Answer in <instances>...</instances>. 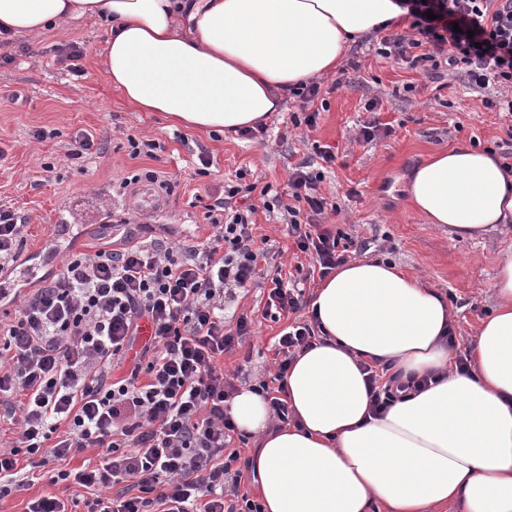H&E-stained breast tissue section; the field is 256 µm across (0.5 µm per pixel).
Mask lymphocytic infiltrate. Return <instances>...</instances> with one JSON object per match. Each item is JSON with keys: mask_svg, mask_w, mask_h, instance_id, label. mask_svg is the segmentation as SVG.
Here are the masks:
<instances>
[{"mask_svg": "<svg viewBox=\"0 0 512 512\" xmlns=\"http://www.w3.org/2000/svg\"><path fill=\"white\" fill-rule=\"evenodd\" d=\"M411 32L385 36L379 55L464 76L473 90L512 91V0H404ZM322 170L295 167L281 216L320 277L347 260L345 233L328 228L315 198ZM256 184L231 187L206 205L207 247L144 244L121 220L122 246L64 262L28 291L0 290L15 318L0 322V416L18 437L0 445V497L24 485L18 455L31 467L101 449L104 462L58 470L51 485L95 489L86 512H264L239 493L242 473L228 445L236 428L227 403L234 376L218 361L250 333L239 316L224 323V298L262 276L254 250ZM311 215H304V208ZM25 220L0 204V270L21 257ZM318 321L298 322L278 339V372L321 337ZM129 362L127 376L113 369Z\"/></svg>", "mask_w": 512, "mask_h": 512, "instance_id": "obj_1", "label": "lymphocytic infiltrate"}]
</instances>
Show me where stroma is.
I'll list each match as a JSON object with an SVG mask.
<instances>
[{
	"label": "stroma",
	"mask_w": 512,
	"mask_h": 512,
	"mask_svg": "<svg viewBox=\"0 0 512 512\" xmlns=\"http://www.w3.org/2000/svg\"><path fill=\"white\" fill-rule=\"evenodd\" d=\"M106 31L79 20L39 36L17 38L6 49L14 63L0 66V203L28 218L24 253L36 256L41 276L53 275L64 259L94 253L102 242L101 224L127 219L141 224L143 241L163 239L204 244L214 230L203 218V201L229 186L270 185L288 196V179L298 164L315 162L317 148L331 149L335 160L325 169L316 193L326 202L322 222L348 234L349 259L385 260L423 276L449 303L458 337L457 354H466L476 330L495 305L493 280L498 262L512 250V223L470 238L456 239L447 229L427 223L406 192L412 170L434 153L456 145L491 150L512 164V113L487 109L462 78H432L377 56L379 33L360 38L345 51L334 75L321 78L324 107L315 127L295 124L302 111L285 97L271 113L263 133L191 132L154 112L133 111L116 93L101 66ZM83 47L84 76H75L63 49ZM375 112H367L368 102ZM377 115L390 135L358 140L362 121ZM56 130L43 141L36 130ZM91 133L99 152L84 166L65 154L76 133ZM159 143L155 156H132L129 139ZM211 166L200 175V153ZM54 164L44 172V164ZM156 171L159 182L144 180ZM154 208L138 211L144 195ZM256 239L267 252L259 266L295 276L304 263L288 236L279 211L257 208ZM269 284L237 289L224 305L225 318L253 319L250 336L223 358L225 372H239L255 384L272 367L281 324L262 316Z\"/></svg>",
	"instance_id": "obj_1"
}]
</instances>
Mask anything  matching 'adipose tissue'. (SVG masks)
I'll return each instance as SVG.
<instances>
[{
  "label": "adipose tissue",
  "mask_w": 512,
  "mask_h": 512,
  "mask_svg": "<svg viewBox=\"0 0 512 512\" xmlns=\"http://www.w3.org/2000/svg\"><path fill=\"white\" fill-rule=\"evenodd\" d=\"M407 15L397 0H0V36L97 20L102 68L139 112L195 130L236 131L279 111L289 86L335 72L344 48ZM427 223L472 238L512 221V174L491 152L457 146L411 174ZM497 303L452 368L447 300L386 261L348 262L311 303L326 337L284 378L291 419L241 389L230 411L252 435L264 512H512V251ZM435 375L372 415L363 364Z\"/></svg>",
  "instance_id": "adipose-tissue-1"
}]
</instances>
